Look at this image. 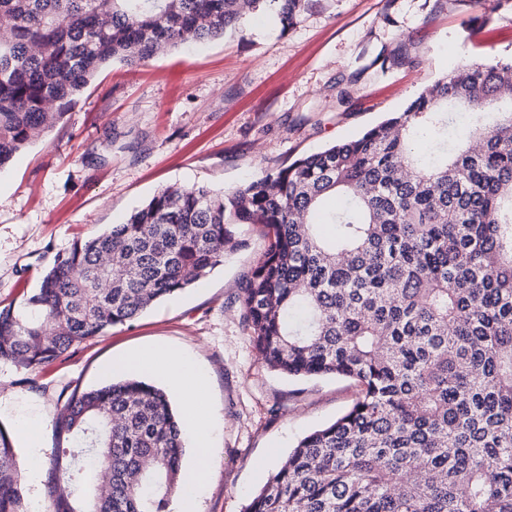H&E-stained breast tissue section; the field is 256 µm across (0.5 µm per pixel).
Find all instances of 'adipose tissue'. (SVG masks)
<instances>
[{
	"mask_svg": "<svg viewBox=\"0 0 512 512\" xmlns=\"http://www.w3.org/2000/svg\"><path fill=\"white\" fill-rule=\"evenodd\" d=\"M158 367L165 368L170 381L182 387L186 412L185 428L197 440L193 461L185 471V487L171 509L172 512H197L194 489L201 477L210 472L218 454L210 440L211 424L201 414L206 399L203 376L190 369L181 354L162 348L131 351L116 358L110 365L112 372L117 374L142 372Z\"/></svg>",
	"mask_w": 512,
	"mask_h": 512,
	"instance_id": "adipose-tissue-1",
	"label": "adipose tissue"
}]
</instances>
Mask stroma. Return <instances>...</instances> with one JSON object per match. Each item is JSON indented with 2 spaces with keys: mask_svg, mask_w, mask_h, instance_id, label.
<instances>
[{
  "mask_svg": "<svg viewBox=\"0 0 512 512\" xmlns=\"http://www.w3.org/2000/svg\"><path fill=\"white\" fill-rule=\"evenodd\" d=\"M401 53L415 64L397 62ZM510 56L512 0H311L287 28L268 11L208 44L138 67L112 63L0 170V308L35 288L58 252L123 222L161 188L234 190L357 138L467 58ZM242 236L245 247L223 265L131 325L73 345L36 373L0 364V429L14 432L36 413L48 422L40 447L17 448L31 512L52 510L53 460L66 446L53 422L67 397L105 384L103 366L129 350L164 345L207 375L219 454L200 512H241L302 437L351 407V380L293 379L258 358L240 319V284L266 242L248 226Z\"/></svg>",
  "mask_w": 512,
  "mask_h": 512,
  "instance_id": "35a3bbf8",
  "label": "stroma"
}]
</instances>
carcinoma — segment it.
<instances>
[{"mask_svg":"<svg viewBox=\"0 0 512 512\" xmlns=\"http://www.w3.org/2000/svg\"><path fill=\"white\" fill-rule=\"evenodd\" d=\"M267 1L0 0V170L114 61L224 36ZM512 59L470 60L361 136L233 191L169 186L55 256L0 309V364L36 370L133 322L245 245L240 318L269 368L358 387L242 512H512ZM426 140L425 150L417 143ZM473 142L480 149L470 147ZM55 429V512H167L186 442L167 393L74 391ZM0 512H28L0 430Z\"/></svg>","mask_w":512,"mask_h":512,"instance_id":"carcinoma-1","label":"carcinoma"}]
</instances>
